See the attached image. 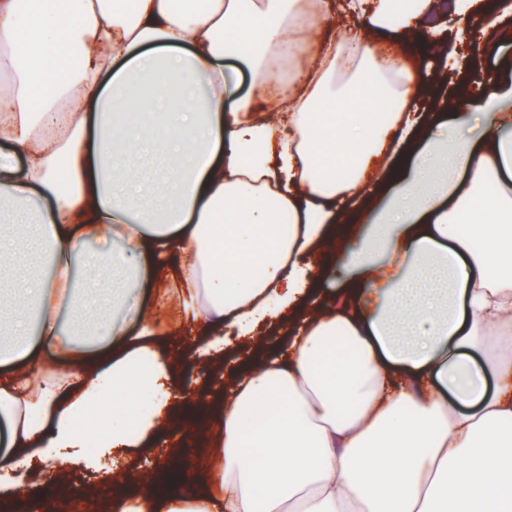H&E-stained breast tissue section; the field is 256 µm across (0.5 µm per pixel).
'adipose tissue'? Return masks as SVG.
<instances>
[{"label": "adipose tissue", "mask_w": 512, "mask_h": 512, "mask_svg": "<svg viewBox=\"0 0 512 512\" xmlns=\"http://www.w3.org/2000/svg\"><path fill=\"white\" fill-rule=\"evenodd\" d=\"M429 5L0 0V501L84 461L90 411L122 417L96 437L106 472L158 448L190 394L138 302L149 279L217 368L300 318L210 401L204 487L120 512H512V110L463 96L419 131L422 71L321 30L336 9L404 46ZM340 68L376 108L322 113ZM372 184L391 192L341 236Z\"/></svg>", "instance_id": "obj_1"}]
</instances>
